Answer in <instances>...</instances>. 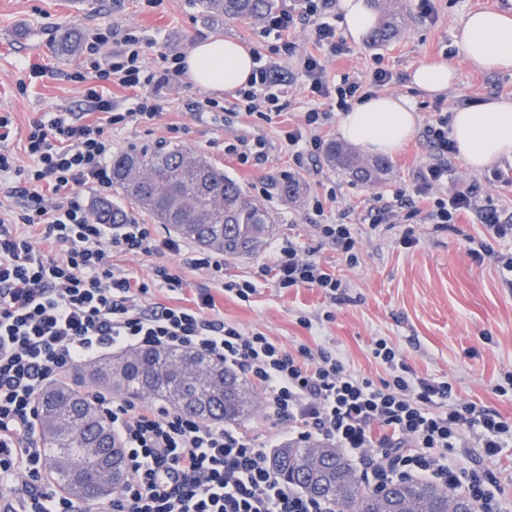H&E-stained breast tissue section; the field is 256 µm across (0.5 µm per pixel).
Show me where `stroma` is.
I'll use <instances>...</instances> for the list:
<instances>
[{
  "label": "stroma",
  "instance_id": "stroma-1",
  "mask_svg": "<svg viewBox=\"0 0 512 512\" xmlns=\"http://www.w3.org/2000/svg\"><path fill=\"white\" fill-rule=\"evenodd\" d=\"M391 5L400 15L399 36L382 46L366 39L346 41L344 54L326 62L330 78L361 76L381 63L393 75L384 93L411 99L424 122L438 110L452 113L492 99L512 100L511 71H479L464 60L455 44L458 27L470 12L512 11V0H430L427 17L421 16L417 0H391ZM103 26L119 36L138 31L147 43L145 60L151 66L158 51L185 55L195 43L211 37L235 40L264 55L273 43L262 35L260 26L244 19L204 24L197 0H159L153 7L143 0H0V113L11 116L13 151H21L29 122L41 113L79 112L85 107L82 84L68 78L81 59L61 60L53 54L56 31L73 27L90 36ZM433 61L452 65L455 81L445 93L430 97L412 86L410 75L417 66ZM35 68L43 70V77L31 78ZM23 82L28 85L24 91L19 88ZM151 91L171 100V110L153 125L113 132V153L144 144L192 149L215 161L250 199L278 218L261 252L225 259L226 278L251 279L257 286L246 302L229 292H215L225 321L262 332L289 348L305 343L335 350L351 370L376 382L387 373L373 358L372 347L376 339H386L417 375L449 381L452 402H474L512 418V389L503 396L497 391L512 371V276H504L495 259L497 253L512 252V242L495 243L494 256L474 262L468 249L483 240L485 228L463 215L445 229L420 225V241L409 249L397 247L391 232L364 238L360 263L351 268L334 246L316 238L308 222L310 200L328 187H335L338 200L327 211V219L336 220L344 212L355 225L362 206L373 197L410 185L418 169L433 157L420 134H413L401 150L389 155L391 169L384 182L362 185L323 160L295 165L279 150L277 127L241 116L200 121L191 115L181 90L165 80H158ZM257 134L267 140L266 162L242 165L225 154L226 143ZM450 161L449 189L479 183L504 215H512V158L481 171L470 170L456 155ZM497 169L504 172V180L493 179ZM286 176L303 187L302 195L292 202L275 187ZM288 237L302 247L317 248L324 266L342 276L346 287L340 299L325 298L316 288H282L272 279L256 276L257 267L271 262L277 243ZM178 274L181 291L151 290L145 305H184L197 289L209 284L201 270L183 266ZM302 315L312 319V329L299 324Z\"/></svg>",
  "mask_w": 512,
  "mask_h": 512
}]
</instances>
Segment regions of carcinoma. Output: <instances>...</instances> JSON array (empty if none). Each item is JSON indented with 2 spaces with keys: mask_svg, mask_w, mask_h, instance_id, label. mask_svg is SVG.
I'll use <instances>...</instances> for the list:
<instances>
[{
  "mask_svg": "<svg viewBox=\"0 0 512 512\" xmlns=\"http://www.w3.org/2000/svg\"><path fill=\"white\" fill-rule=\"evenodd\" d=\"M202 18L247 19L261 24L276 0H200ZM398 21L390 16L371 33L372 41L391 39ZM83 38L71 28L57 31L53 50L74 57ZM330 165L353 180L376 184L387 173L388 161L364 159L331 142ZM112 189L124 201L150 215L174 233L229 257L259 253L268 240L274 218L251 201L242 187L204 155L180 146L133 147L112 158ZM90 215L96 224H126L125 207L110 199L94 201ZM81 379L109 391L150 397L172 405L184 415L208 421H239L251 413L253 388L199 354L177 350H136L115 361L95 362ZM44 448L43 473L68 497L85 503L114 492L112 464L122 457L107 433L104 417L80 390L79 381L63 378L37 397ZM316 443L286 444L273 457V466L286 484L333 502L336 512H374L371 493L363 490L341 453L333 448L323 467L309 466ZM398 498L419 512H444L455 498L427 483L394 484Z\"/></svg>",
  "mask_w": 512,
  "mask_h": 512,
  "instance_id": "cac0c4a2",
  "label": "carcinoma"
}]
</instances>
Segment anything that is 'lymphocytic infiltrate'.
<instances>
[{
	"mask_svg": "<svg viewBox=\"0 0 512 512\" xmlns=\"http://www.w3.org/2000/svg\"><path fill=\"white\" fill-rule=\"evenodd\" d=\"M331 0H299L263 23L282 56L295 60L316 99L346 111L352 100L371 96L393 75L372 67L365 76L331 80L327 59L345 46L325 18ZM303 31L312 51L299 49L290 32ZM145 42L134 32L114 40L111 28L86 43L83 69L73 75L84 85L88 111L48 112L30 121L24 136L26 164L8 146L9 115H0V485L19 496L0 512H83L44 481L36 406L38 394L76 366L143 348L190 349L223 361L252 382L269 431L251 438L230 424L190 418L175 409L113 398L100 388L86 396L112 420L128 450L129 479L114 492L107 512H333L327 501L284 484L269 461L280 438L327 441L360 469L368 490L391 482H428L466 497L473 512H512L493 471L460 460L457 450L473 437L482 457L493 459L512 447V419L473 402L449 404V382L418 376L402 353L379 339L372 354L388 373L371 379L347 369L335 351L301 344L288 349L258 331L226 322L213 293L249 300L253 281L224 278V259L184 241L158 236L152 225L93 223L88 208L65 192L87 186L105 194L112 187V132L159 118L168 101L152 95L158 74L144 62ZM133 90L132 103L112 98L111 83ZM285 83L267 63L237 90L226 112L274 124L286 109ZM331 115L314 107L302 124L282 130L280 149L295 164L317 157L322 128ZM423 136L433 160L410 187L367 204L369 233L395 225V243L417 244L415 227L444 228L467 214L483 224L488 241L471 250L475 262L496 256L512 273V255L493 244L512 239V220L503 218L477 186L449 191L450 155L457 147L448 135V115L432 113ZM335 190L313 199L312 216L321 240L336 246L349 267L359 263L360 241L353 225L321 223ZM169 254L183 265L205 271L210 285L198 289L193 305L145 306L151 288L180 290L172 267L155 266L148 282L132 283L112 265L113 252ZM283 288H317L335 297L344 286L327 271L315 249L295 242L278 245L272 267Z\"/></svg>",
	"mask_w": 512,
	"mask_h": 512,
	"instance_id": "1",
	"label": "lymphocytic infiltrate"
}]
</instances>
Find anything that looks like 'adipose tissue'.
<instances>
[{"label": "adipose tissue", "instance_id": "adipose-tissue-1", "mask_svg": "<svg viewBox=\"0 0 512 512\" xmlns=\"http://www.w3.org/2000/svg\"><path fill=\"white\" fill-rule=\"evenodd\" d=\"M460 54L470 64L491 71L512 69V15L483 10L471 13L456 38ZM184 64L193 82L206 90L232 92L247 86L254 56L240 43L212 37L196 43ZM419 116L402 95H375L342 112L341 137L376 154L397 152L414 134ZM451 136L458 154L478 171L512 157V102L491 100L454 112Z\"/></svg>", "mask_w": 512, "mask_h": 512}]
</instances>
